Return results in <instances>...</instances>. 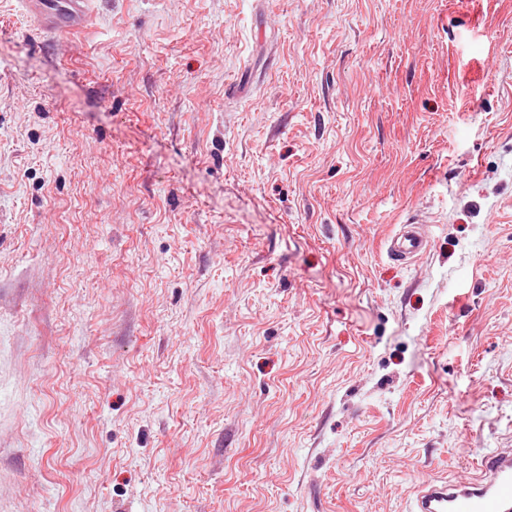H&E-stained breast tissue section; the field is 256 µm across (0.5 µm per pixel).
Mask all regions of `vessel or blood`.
Listing matches in <instances>:
<instances>
[{
  "label": "vessel or blood",
  "mask_w": 512,
  "mask_h": 512,
  "mask_svg": "<svg viewBox=\"0 0 512 512\" xmlns=\"http://www.w3.org/2000/svg\"><path fill=\"white\" fill-rule=\"evenodd\" d=\"M91 0H22V6L40 30L69 32L83 27ZM428 247L418 225L406 224L388 243V254L411 262ZM474 482L451 485L427 481L413 494V512H512V450L484 456Z\"/></svg>",
  "instance_id": "obj_1"
}]
</instances>
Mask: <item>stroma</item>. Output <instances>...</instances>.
I'll return each mask as SVG.
<instances>
[{
  "label": "stroma",
  "instance_id": "stroma-1",
  "mask_svg": "<svg viewBox=\"0 0 512 512\" xmlns=\"http://www.w3.org/2000/svg\"><path fill=\"white\" fill-rule=\"evenodd\" d=\"M503 448L512 0H0V512H408ZM92 0H23L22 6L40 30L69 32L84 26ZM428 247L427 236L416 224H405L388 243V254L398 261L411 262L422 255Z\"/></svg>",
  "mask_w": 512,
  "mask_h": 512
}]
</instances>
